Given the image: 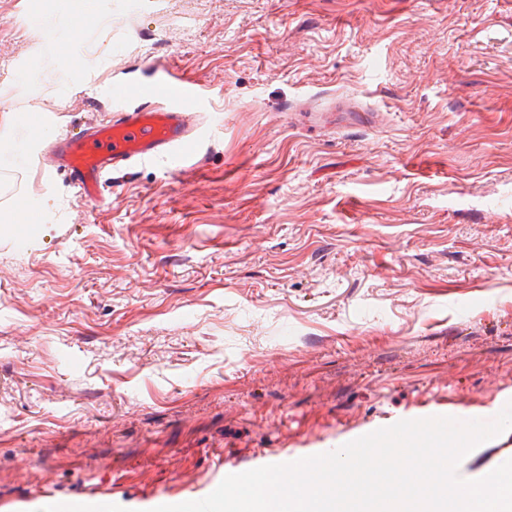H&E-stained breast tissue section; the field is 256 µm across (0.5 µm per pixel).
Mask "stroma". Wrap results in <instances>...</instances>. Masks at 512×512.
I'll return each instance as SVG.
<instances>
[{"label":"stroma","mask_w":512,"mask_h":512,"mask_svg":"<svg viewBox=\"0 0 512 512\" xmlns=\"http://www.w3.org/2000/svg\"><path fill=\"white\" fill-rule=\"evenodd\" d=\"M172 60L179 178L39 163ZM511 401L512 0H0V495Z\"/></svg>","instance_id":"35a3bbf8"}]
</instances>
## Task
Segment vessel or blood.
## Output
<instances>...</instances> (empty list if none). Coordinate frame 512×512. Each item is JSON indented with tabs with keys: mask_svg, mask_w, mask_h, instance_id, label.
I'll use <instances>...</instances> for the list:
<instances>
[{
	"mask_svg": "<svg viewBox=\"0 0 512 512\" xmlns=\"http://www.w3.org/2000/svg\"><path fill=\"white\" fill-rule=\"evenodd\" d=\"M135 92L143 101L141 107L117 113L111 124L95 125L84 134L64 138L43 159L44 167L65 170L89 203L100 201L104 178L114 169L152 162L164 151L182 164L198 152L199 144L192 137L202 100L197 85L175 76L173 66L167 65L155 69L152 80ZM230 473L223 456L218 455L201 478L165 493L141 496L112 488L61 496L43 490L0 498V512H151L160 505L202 499Z\"/></svg>",
	"mask_w": 512,
	"mask_h": 512,
	"instance_id": "vessel-or-blood-1",
	"label": "vessel or blood"
}]
</instances>
